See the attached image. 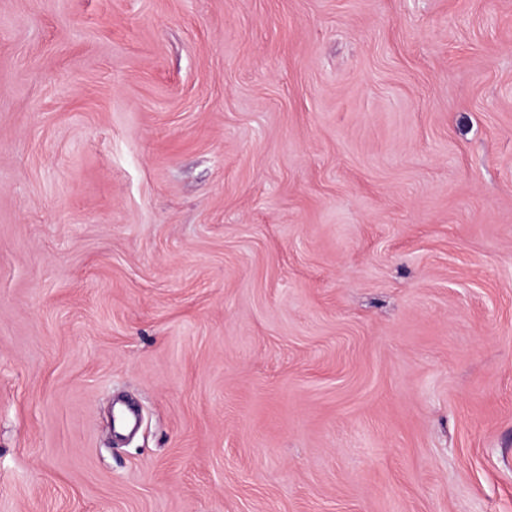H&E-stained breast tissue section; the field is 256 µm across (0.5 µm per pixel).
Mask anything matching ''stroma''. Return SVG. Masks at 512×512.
I'll use <instances>...</instances> for the list:
<instances>
[{
  "mask_svg": "<svg viewBox=\"0 0 512 512\" xmlns=\"http://www.w3.org/2000/svg\"><path fill=\"white\" fill-rule=\"evenodd\" d=\"M0 512H512V0H0Z\"/></svg>",
  "mask_w": 512,
  "mask_h": 512,
  "instance_id": "35a3bbf8",
  "label": "stroma"
}]
</instances>
